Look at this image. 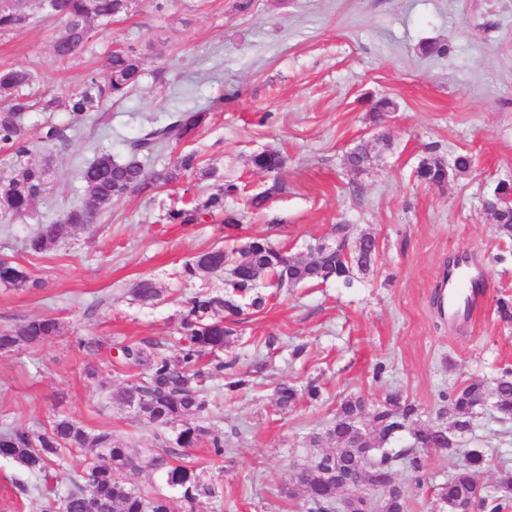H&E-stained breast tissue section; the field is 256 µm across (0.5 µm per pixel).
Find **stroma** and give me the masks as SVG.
<instances>
[{"mask_svg":"<svg viewBox=\"0 0 512 512\" xmlns=\"http://www.w3.org/2000/svg\"><path fill=\"white\" fill-rule=\"evenodd\" d=\"M62 26L34 12L23 29L0 36V70L32 71L31 98L63 97L105 78L107 58L131 49L144 60L137 86L102 113L72 124L64 110H33L24 118L30 140L48 124L67 141L48 159L46 193L25 216L0 224V259L23 267L29 282L0 285V330L45 315L59 336L39 345L0 351V429L45 431L66 416L92 432H110L132 455L162 448L173 428L161 429L112 400L111 393L142 369L120 363L121 344L150 340L172 346L187 298L198 289L224 293V277L205 274L185 285L177 272L196 254L224 242L221 218L171 224L175 200L197 204L214 181L188 171L169 184L114 200L95 224L49 251L31 255L25 241L40 224L85 199L78 176L97 152L123 156L125 142L174 112L204 110L210 118L193 139L155 156L151 170L174 169L195 153L202 167L235 183L225 207L241 217L242 238L262 236L289 254L349 224L375 237L377 253L350 285L333 282L274 290L265 309L234 324L237 373L251 390L228 395L209 378L208 406L199 421L224 439L222 465L210 446L187 449L193 467L216 494L195 512H302L301 498L284 490L296 468L320 449L341 399L385 400L392 393L416 403L420 421L436 422L445 397L474 380L492 385L512 368V321L497 301L512 296V240L499 236L484 203L500 180L512 179V0H140L129 13L91 24L78 59L61 62L52 36ZM393 107L374 121L375 103ZM367 143L373 161L350 171L346 158ZM280 151L278 175L252 167L253 154ZM466 153L472 166L434 186L417 180L420 161H452ZM284 190L266 209L249 199L272 182ZM478 273L484 292L476 317L448 322L439 308L449 266ZM153 279L163 295L153 306L131 290ZM99 340L97 350L80 348ZM303 346L293 356L294 346ZM267 368L256 372V358ZM99 368L88 378V365ZM317 381L319 400L278 409L279 383ZM461 447L484 449L477 472L488 492L512 472V430L491 406L475 411ZM423 486L406 465L396 481L408 490V512H443L437 497L461 458L424 453ZM12 460L0 458V512H43L46 499Z\"/></svg>","mask_w":512,"mask_h":512,"instance_id":"stroma-1","label":"stroma"}]
</instances>
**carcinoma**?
Instances as JSON below:
<instances>
[{
    "instance_id": "obj_1",
    "label": "carcinoma",
    "mask_w": 512,
    "mask_h": 512,
    "mask_svg": "<svg viewBox=\"0 0 512 512\" xmlns=\"http://www.w3.org/2000/svg\"><path fill=\"white\" fill-rule=\"evenodd\" d=\"M133 0H56L54 13L65 21L54 37L53 51L63 61L78 56L89 37L90 23L109 22L128 12ZM31 13L23 4L0 3V36L27 26ZM144 60L133 50H116L108 57L107 76L100 80L88 77L85 88L64 98H51L43 110L63 108L75 123L83 121L104 104L123 98L136 86L143 73ZM33 80L24 69L0 71V152L16 160L9 179L0 180V223L10 224L28 212L42 197L49 184L46 162L28 145L24 126L25 114L35 103L22 90ZM208 113L183 111L173 121L152 127L126 145V154L116 158L103 151L80 170V178L88 191L87 200L73 205L62 217L39 226L26 241L31 254H40L50 246L70 238L79 227L94 223L100 209L132 191H145L160 181L171 182V172L150 171L146 167L155 154L174 142L192 138L205 124ZM42 148L51 150L65 141L64 131L54 125L42 128ZM253 167L276 173L284 165L282 154L266 150L251 157ZM371 153L364 145L348 156L354 173L365 171ZM416 176L429 184L448 180V166L437 157L423 160ZM238 194V186L225 183L219 192L204 203L190 208H171L167 219L172 224H201L214 210L224 208V198ZM495 230L512 239V210L495 214ZM352 234L349 224H338L331 236L316 240L309 246L312 259L303 260L272 245L263 237H253L230 251L214 247L184 263L182 276L194 280L201 273L224 272V296L207 292L194 294L180 318V342L176 357L166 354L159 343L139 341L122 344L119 356L127 364L144 369L142 376L112 392V398L135 410L154 425L166 428L180 425L174 445L151 453L143 459L112 441L107 432L86 431L71 419L61 418L44 432L6 428L0 432V457L11 459L37 479H47L50 470L67 463L76 450L95 458L73 480V487L61 497H47L44 512H174L171 500L163 494H150L137 489L132 476L148 468L160 473L166 485L177 490L181 501L193 504L213 490L199 481L195 471L177 463L181 449L193 448L209 431L191 422L206 407L201 388L202 359L208 357L215 372L224 374V389L230 393L246 391L251 380L233 371L236 361H224L220 353L231 345V324L244 310L260 312L266 304L262 288L275 281L295 287L336 280L348 286L353 268L365 270L376 252V239L362 235L352 251L347 246ZM27 280L19 266L0 262V282L17 284ZM135 299L143 305L160 300L161 290L150 278L137 282ZM60 322L51 316L33 318L0 332V351H10L18 343L39 344L59 335ZM311 400L320 396V388L310 381L302 387L281 384L276 388V404L286 410L300 395ZM492 399L504 422L512 421V369L502 371L491 390L480 381L460 386L448 395L447 404L439 409L440 417H448L449 425H421L416 404L397 395L368 410L359 398L340 403L336 417L326 427V435L335 447L312 455L308 464L296 469L288 496L298 495L305 512H336L343 501L347 512H406V494L394 478L398 462H405L415 473L424 468L420 450L436 448L450 454H462L463 463L438 496L448 512L469 506L473 512H506L512 507V473L505 474L499 485L500 495H491L476 480V472L484 461L480 448L461 451L456 433L471 427L473 411L485 399ZM404 431L412 442L394 448L392 441Z\"/></svg>"
}]
</instances>
